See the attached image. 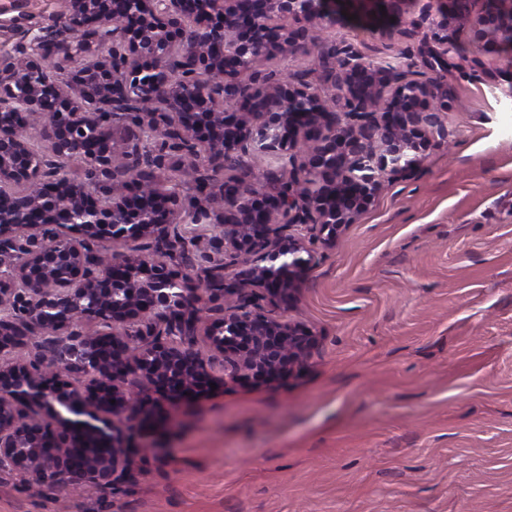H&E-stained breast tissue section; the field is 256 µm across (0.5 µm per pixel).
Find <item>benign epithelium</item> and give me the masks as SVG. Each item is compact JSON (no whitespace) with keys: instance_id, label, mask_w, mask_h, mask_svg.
<instances>
[{"instance_id":"obj_1","label":"benign epithelium","mask_w":512,"mask_h":512,"mask_svg":"<svg viewBox=\"0 0 512 512\" xmlns=\"http://www.w3.org/2000/svg\"><path fill=\"white\" fill-rule=\"evenodd\" d=\"M355 2L381 26L407 4ZM348 3L67 0L0 52V469L31 487L116 489L132 459L114 417L139 409L128 377L169 400L194 393L209 378L202 335L232 380L302 372L312 334L262 307L293 301L295 275L313 263L290 229L334 244L384 176L405 175L445 137L420 105L448 106V28L462 21L457 0H438L418 48L436 84L340 45L320 56V83L340 85L338 100L302 80H240L258 58L307 45L308 25L344 19ZM472 32L511 54L512 0H491ZM120 142L155 179L195 164L196 203L142 192L116 159ZM232 154L286 158L288 178L274 191L221 179ZM185 213L220 228L223 252L203 290L169 268L197 245L177 230ZM128 241L142 245L100 260L103 243ZM228 261L245 271L226 278ZM203 310L223 317L208 325ZM37 335L48 354L4 358ZM77 375L88 382L74 386Z\"/></svg>"}]
</instances>
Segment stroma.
I'll use <instances>...</instances> for the list:
<instances>
[{
    "label": "stroma",
    "instance_id": "obj_1",
    "mask_svg": "<svg viewBox=\"0 0 512 512\" xmlns=\"http://www.w3.org/2000/svg\"><path fill=\"white\" fill-rule=\"evenodd\" d=\"M64 9L0 0V51ZM436 11L410 0L395 27L309 35L416 72ZM449 35L444 143L383 179L335 245H313L292 305L264 306L313 334L306 371L227 382L199 343L220 386L147 408L120 490L40 493L0 470V512H512V58L468 26ZM257 69L321 75L314 50Z\"/></svg>",
    "mask_w": 512,
    "mask_h": 512
}]
</instances>
